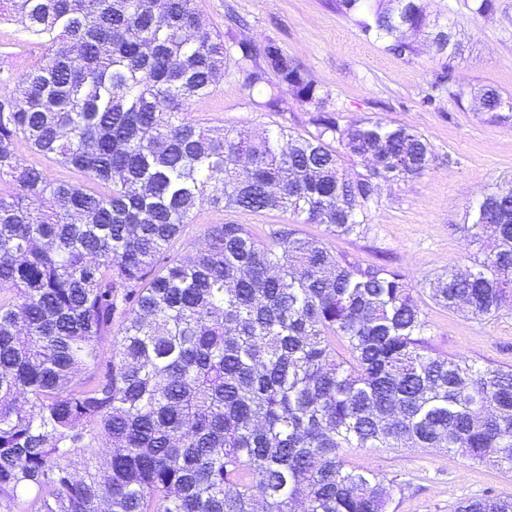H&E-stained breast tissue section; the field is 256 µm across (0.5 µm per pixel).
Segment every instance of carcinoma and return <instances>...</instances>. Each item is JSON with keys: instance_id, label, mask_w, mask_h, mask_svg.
Returning a JSON list of instances; mask_svg holds the SVG:
<instances>
[{"instance_id": "carcinoma-1", "label": "carcinoma", "mask_w": 512, "mask_h": 512, "mask_svg": "<svg viewBox=\"0 0 512 512\" xmlns=\"http://www.w3.org/2000/svg\"><path fill=\"white\" fill-rule=\"evenodd\" d=\"M201 2L9 0L44 54L0 95V512H388L394 482L350 467V448H446L511 470L512 366L433 349L419 294L480 320L512 298V186L460 226L472 265L419 289L289 224H210L190 257L171 253L205 204L360 238L378 182L435 161L409 127L342 122L280 46L215 34ZM336 10L400 56L414 52L403 25L429 26L420 0ZM221 70L265 92L264 112L291 89L314 131L189 120ZM477 96L509 119L512 96ZM20 140L86 183L23 162ZM345 157L363 172L344 176Z\"/></svg>"}]
</instances>
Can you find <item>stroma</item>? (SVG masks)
I'll use <instances>...</instances> for the list:
<instances>
[{
  "label": "stroma",
  "instance_id": "stroma-1",
  "mask_svg": "<svg viewBox=\"0 0 512 512\" xmlns=\"http://www.w3.org/2000/svg\"><path fill=\"white\" fill-rule=\"evenodd\" d=\"M439 25L451 27L458 54L437 52L426 36L405 32L412 56H400L386 42L365 36L354 17L341 14L332 0H203L205 22L218 33L229 16L244 20L239 37L261 45L274 39L318 84L326 110L345 121L380 118L410 127L430 142L435 161L423 175L402 184H381L369 229L360 239L330 237L325 225L303 224V236L329 239L332 247L363 262L399 268L412 286L468 262L477 247L461 231L476 201L499 184H512V121L489 122L473 109L471 96L493 87L512 95V0H495L489 14H474L475 0H422ZM36 37L15 22L0 23V94L39 57ZM464 91L456 100V91ZM283 111H258V92L226 73L211 97L193 103L189 119L214 129L243 128L259 134L277 126L304 131L308 105L283 91ZM276 211L253 214L233 208L200 207L172 251L192 253L210 224H249L262 229L290 224ZM429 339L441 352L479 363L512 365V306L479 321L462 311L426 303ZM351 466L374 470L395 482L390 512H453L467 499L492 495L512 499V471L472 462L439 448H357Z\"/></svg>",
  "mask_w": 512,
  "mask_h": 512
}]
</instances>
